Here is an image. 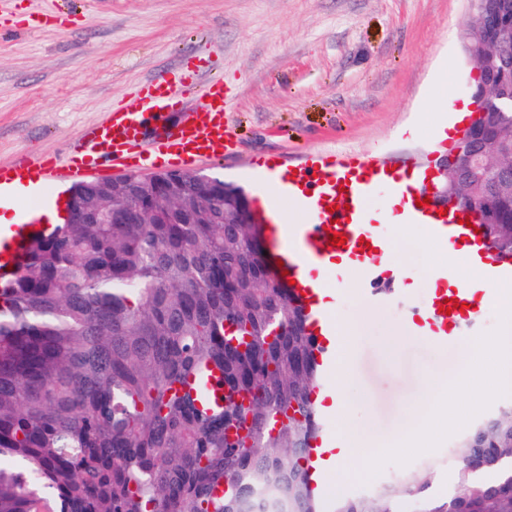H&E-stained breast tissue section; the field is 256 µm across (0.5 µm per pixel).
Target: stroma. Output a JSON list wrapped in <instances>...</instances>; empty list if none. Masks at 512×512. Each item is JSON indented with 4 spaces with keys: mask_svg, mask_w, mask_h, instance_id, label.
<instances>
[{
    "mask_svg": "<svg viewBox=\"0 0 512 512\" xmlns=\"http://www.w3.org/2000/svg\"><path fill=\"white\" fill-rule=\"evenodd\" d=\"M470 7V0H15L11 14L0 15V166L65 156L140 87L203 76L223 80L235 95L224 122L236 152L196 168L249 197L257 195L249 173L261 157L288 165L351 149L396 166L439 167L445 154L433 131L442 114L427 90L437 80L469 99ZM371 210L389 246L381 259L386 278L402 269L408 279L398 300L372 304L358 288L362 272L338 277L332 314H374L345 356L355 376L350 405L327 431L338 446L350 422L368 424L380 443L392 441L429 377L459 365L456 337L441 348L410 340L394 359L383 341L388 327L416 317L438 269L464 271L467 260L431 244L421 225L400 228L386 197ZM454 445L450 437L406 465L347 478L343 492L369 494L428 469L437 474L436 493L447 494L458 473Z\"/></svg>",
    "mask_w": 512,
    "mask_h": 512,
    "instance_id": "stroma-1",
    "label": "stroma"
}]
</instances>
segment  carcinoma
Returning a JSON list of instances; mask_svg holds the SVG:
<instances>
[{
  "label": "carcinoma",
  "mask_w": 512,
  "mask_h": 512,
  "mask_svg": "<svg viewBox=\"0 0 512 512\" xmlns=\"http://www.w3.org/2000/svg\"><path fill=\"white\" fill-rule=\"evenodd\" d=\"M492 60L501 111L465 131L512 141V9ZM220 178L130 174L79 183L87 218L37 233L0 279V512H512V403L454 446L446 497L415 472L326 506L310 449L316 340L267 272L259 224L232 236ZM505 220L512 192L476 199Z\"/></svg>",
  "instance_id": "carcinoma-1"
}]
</instances>
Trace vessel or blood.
Masks as SVG:
<instances>
[{"instance_id":"vessel-or-blood-1","label":"vessel or blood","mask_w":512,"mask_h":512,"mask_svg":"<svg viewBox=\"0 0 512 512\" xmlns=\"http://www.w3.org/2000/svg\"><path fill=\"white\" fill-rule=\"evenodd\" d=\"M183 94L182 86L171 84L148 89L134 103L113 108L106 121L85 130L66 162L46 156L1 166L0 207L15 203L5 186L31 175L40 185L27 205L29 215L60 206L62 197L55 187L64 180L133 166L149 169L163 155L176 156L185 166L223 159L234 148V136L224 126L229 95L223 81L209 82L202 101L193 107L186 105ZM176 110L181 113L179 122L167 126L166 118ZM433 185L434 175L426 168H396L358 154L313 155L298 170H287L270 183L274 202L289 201L303 221L287 224L278 215L270 216L264 226L268 262L275 275L293 279V290L320 346L316 357L323 371L332 370L340 352L339 331L324 305L331 263L342 261L363 270L362 290L370 302L387 303L395 294L383 287V271L374 264L382 236L367 215L378 192L389 195L405 223L423 225L430 239L449 249H464L469 264L488 285L512 282V258L493 253L478 230L479 218L447 209ZM29 215L8 232L0 231V276L8 273L29 235L40 229ZM337 232L344 234L345 244L333 245ZM450 299L465 303V310L443 313ZM421 309L429 325L427 337L438 346L446 344L449 331L473 329L481 317L473 292L464 284L437 289Z\"/></svg>"}]
</instances>
